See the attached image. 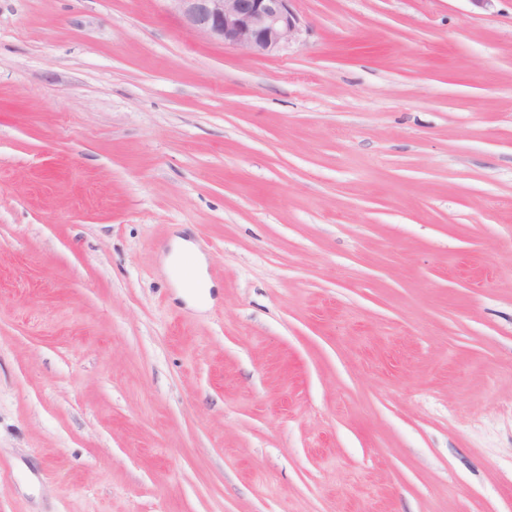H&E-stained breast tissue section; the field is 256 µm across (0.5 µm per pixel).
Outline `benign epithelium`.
<instances>
[{
    "mask_svg": "<svg viewBox=\"0 0 512 512\" xmlns=\"http://www.w3.org/2000/svg\"><path fill=\"white\" fill-rule=\"evenodd\" d=\"M191 30L253 56H273L300 40L295 0H166Z\"/></svg>",
    "mask_w": 512,
    "mask_h": 512,
    "instance_id": "7a95c632",
    "label": "benign epithelium"
}]
</instances>
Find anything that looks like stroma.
Instances as JSON below:
<instances>
[{
    "label": "stroma",
    "mask_w": 512,
    "mask_h": 512,
    "mask_svg": "<svg viewBox=\"0 0 512 512\" xmlns=\"http://www.w3.org/2000/svg\"><path fill=\"white\" fill-rule=\"evenodd\" d=\"M295 8L0 0V512H512V0ZM191 30L253 56H273L302 36L295 0H166Z\"/></svg>",
    "instance_id": "35a3bbf8"
}]
</instances>
